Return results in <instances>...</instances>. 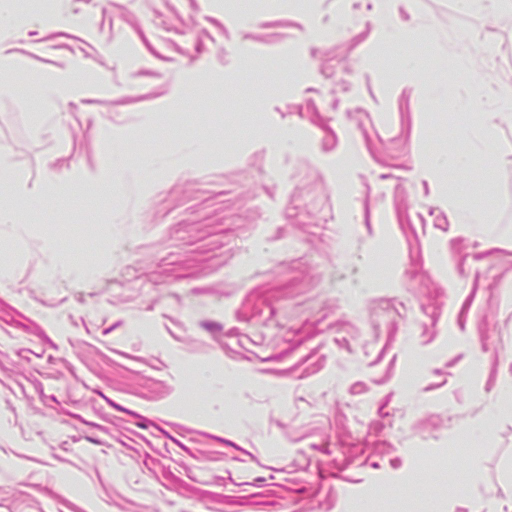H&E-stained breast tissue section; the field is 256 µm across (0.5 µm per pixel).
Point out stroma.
Masks as SVG:
<instances>
[{"mask_svg":"<svg viewBox=\"0 0 512 512\" xmlns=\"http://www.w3.org/2000/svg\"><path fill=\"white\" fill-rule=\"evenodd\" d=\"M235 3L0 23V512H512V0Z\"/></svg>","mask_w":512,"mask_h":512,"instance_id":"35a3bbf8","label":"stroma"}]
</instances>
